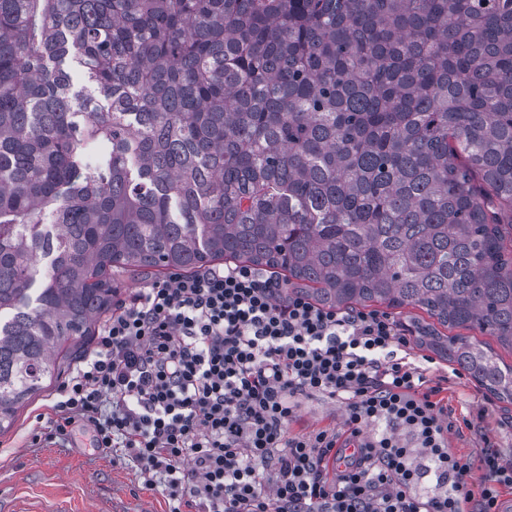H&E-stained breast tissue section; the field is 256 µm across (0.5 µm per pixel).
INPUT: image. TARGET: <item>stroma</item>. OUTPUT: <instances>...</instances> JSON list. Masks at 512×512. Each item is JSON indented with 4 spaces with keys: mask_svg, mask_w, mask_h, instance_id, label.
Returning a JSON list of instances; mask_svg holds the SVG:
<instances>
[{
    "mask_svg": "<svg viewBox=\"0 0 512 512\" xmlns=\"http://www.w3.org/2000/svg\"><path fill=\"white\" fill-rule=\"evenodd\" d=\"M57 382H48L18 408L15 422L0 434V502L13 512H169L165 494L143 487L138 469L94 447L91 431L75 427L68 439L48 438ZM464 425L449 434L457 455L478 458L491 448L512 463V404L495 400L468 376L449 377L441 393ZM342 407L323 398L303 401L292 431L344 429Z\"/></svg>",
    "mask_w": 512,
    "mask_h": 512,
    "instance_id": "35a3bbf8",
    "label": "stroma"
}]
</instances>
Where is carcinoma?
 Masks as SVG:
<instances>
[{
	"mask_svg": "<svg viewBox=\"0 0 512 512\" xmlns=\"http://www.w3.org/2000/svg\"><path fill=\"white\" fill-rule=\"evenodd\" d=\"M79 69L86 86L75 91ZM246 262L512 404V0H0V431L112 270ZM439 329L447 333L448 335H455V334H461L463 336H468L472 338V340L479 342L484 348L491 347L494 351V353L499 358L500 362L504 364H512V351L508 347L501 346L496 338L494 336L489 335L488 333H481L479 330H464L460 328H454V329H448L445 330L442 327H439ZM486 345H485V344Z\"/></svg>",
	"mask_w": 512,
	"mask_h": 512,
	"instance_id": "carcinoma-1",
	"label": "carcinoma"
}]
</instances>
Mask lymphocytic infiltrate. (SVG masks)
<instances>
[{"mask_svg": "<svg viewBox=\"0 0 512 512\" xmlns=\"http://www.w3.org/2000/svg\"><path fill=\"white\" fill-rule=\"evenodd\" d=\"M407 345L387 314L315 305L254 266L175 273L117 303L60 384L50 435L83 423L170 512H498L512 468L450 450L457 419ZM315 396L347 432H291Z\"/></svg>", "mask_w": 512, "mask_h": 512, "instance_id": "1", "label": "lymphocytic infiltrate"}]
</instances>
